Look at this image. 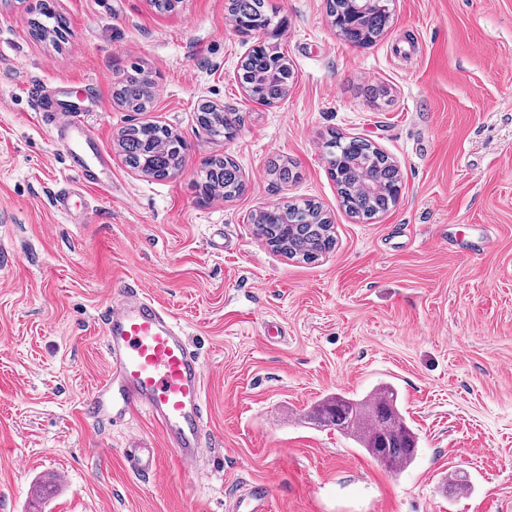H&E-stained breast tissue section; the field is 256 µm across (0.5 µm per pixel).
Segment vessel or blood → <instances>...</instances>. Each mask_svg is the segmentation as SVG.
<instances>
[{"mask_svg":"<svg viewBox=\"0 0 512 512\" xmlns=\"http://www.w3.org/2000/svg\"><path fill=\"white\" fill-rule=\"evenodd\" d=\"M39 113L48 115L53 140L66 149L78 177L55 195L58 210L88 190L110 191L111 166L96 132L82 120L83 108L55 114L47 90L32 89ZM110 372L84 406L91 417L111 415L120 422L143 412L161 429L179 459L193 464L203 446L204 363L191 350L172 313L143 289L124 285L104 316Z\"/></svg>","mask_w":512,"mask_h":512,"instance_id":"b4317fda","label":"vessel or blood"}]
</instances>
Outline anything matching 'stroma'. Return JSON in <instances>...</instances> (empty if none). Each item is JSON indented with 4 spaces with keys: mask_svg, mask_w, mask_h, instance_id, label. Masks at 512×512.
I'll return each instance as SVG.
<instances>
[{
    "mask_svg": "<svg viewBox=\"0 0 512 512\" xmlns=\"http://www.w3.org/2000/svg\"><path fill=\"white\" fill-rule=\"evenodd\" d=\"M40 0H0V512H226L259 483L268 512H512V0H389L375 43L347 42L326 0H268L294 79L264 106L239 79L266 41L236 32L227 0H52L62 45L36 38ZM150 111L113 99L131 67ZM94 85L86 122L112 163V195L52 205L76 181L28 93ZM236 120L229 138L200 106ZM164 125L186 143L166 178L122 161L121 130ZM399 168L400 201L351 217L329 173L331 133ZM229 157L243 192L202 197ZM297 175L276 181L269 163ZM311 201L334 249L307 263L272 250L253 216ZM138 283L181 322L205 368L206 442L194 466L147 414L119 423L84 403L109 372L102 315ZM395 385L418 436L386 470L308 416L324 396ZM156 471L132 469V449ZM468 475L470 490L448 478ZM199 112V123L215 136L228 137L232 133V124L223 110L204 105Z\"/></svg>",
    "mask_w": 512,
    "mask_h": 512,
    "instance_id": "obj_1",
    "label": "stroma"
}]
</instances>
